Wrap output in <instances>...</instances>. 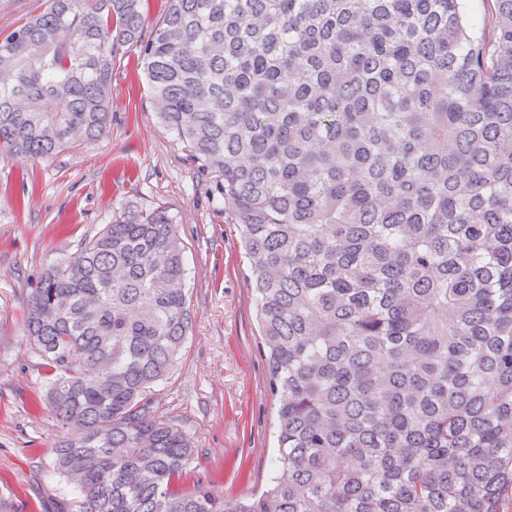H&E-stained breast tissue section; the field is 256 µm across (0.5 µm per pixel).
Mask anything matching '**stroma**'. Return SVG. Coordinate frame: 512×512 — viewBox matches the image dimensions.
<instances>
[{"label":"stroma","mask_w":512,"mask_h":512,"mask_svg":"<svg viewBox=\"0 0 512 512\" xmlns=\"http://www.w3.org/2000/svg\"><path fill=\"white\" fill-rule=\"evenodd\" d=\"M129 203L164 206L186 247L192 326L155 408L193 441L189 481L230 499L269 481L275 398L240 229L162 126L132 47L112 73L104 137L48 158L0 154V512H79L77 493L54 470L63 433L43 405L52 376L26 335L28 300L47 264Z\"/></svg>","instance_id":"1"}]
</instances>
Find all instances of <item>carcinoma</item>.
Segmentation results:
<instances>
[{"label": "carcinoma", "instance_id": "carcinoma-1", "mask_svg": "<svg viewBox=\"0 0 512 512\" xmlns=\"http://www.w3.org/2000/svg\"><path fill=\"white\" fill-rule=\"evenodd\" d=\"M48 0L0 37V151L106 132L119 50L212 183L277 400L266 489L184 486L152 389L190 330L157 206L44 269L28 336L81 512H512V0ZM168 7V0H143L142 14L144 26L142 37L146 40L153 30L155 23L162 17ZM469 20L474 25L475 30L480 34L485 32L491 34V19L494 11L492 1L468 0L465 2Z\"/></svg>", "mask_w": 512, "mask_h": 512}]
</instances>
